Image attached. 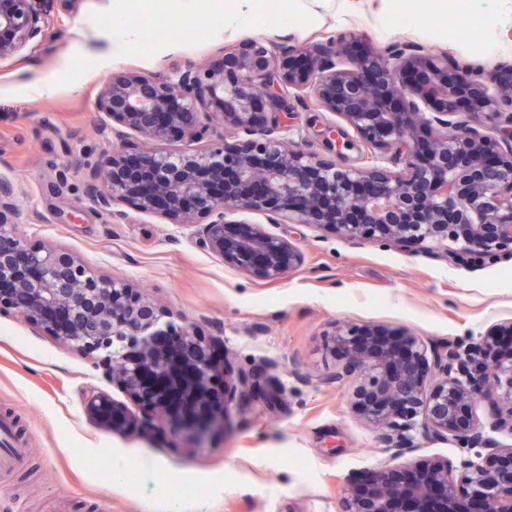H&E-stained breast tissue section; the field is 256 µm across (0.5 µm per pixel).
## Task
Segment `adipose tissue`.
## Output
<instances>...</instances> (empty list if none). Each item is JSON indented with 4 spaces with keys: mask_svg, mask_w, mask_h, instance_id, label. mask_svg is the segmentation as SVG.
<instances>
[{
    "mask_svg": "<svg viewBox=\"0 0 512 512\" xmlns=\"http://www.w3.org/2000/svg\"><path fill=\"white\" fill-rule=\"evenodd\" d=\"M503 0H435V17L439 25H447L451 14L476 18L486 27L491 39L484 46L485 54L491 55L503 49L512 48V15L502 5ZM108 24L111 35L103 48H90L84 51V59L98 56L119 57L140 44L142 30L126 23L120 15H112Z\"/></svg>",
    "mask_w": 512,
    "mask_h": 512,
    "instance_id": "adipose-tissue-1",
    "label": "adipose tissue"
}]
</instances>
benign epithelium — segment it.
I'll return each instance as SVG.
<instances>
[{
  "label": "benign epithelium",
  "instance_id": "benign-epithelium-1",
  "mask_svg": "<svg viewBox=\"0 0 512 512\" xmlns=\"http://www.w3.org/2000/svg\"><path fill=\"white\" fill-rule=\"evenodd\" d=\"M34 2L0 0V61L45 35L49 19ZM227 70L238 74L232 83ZM307 94L342 121L319 131L326 154L280 135L290 100ZM96 108L111 121L112 153L86 170L93 205L115 216L112 207L127 203L188 227L198 247L255 279L281 281L305 254L261 224L230 231L235 212L331 227L354 242L452 243L453 262L512 254V66H463L411 41L384 51L353 38L301 47L248 41L173 77L114 74ZM351 132L364 154L392 152L395 167L339 164L336 138ZM132 135L143 147L129 154ZM170 137L185 147H162ZM15 197L1 177L0 313L85 355L196 446L224 432L213 342L191 326H160L151 299L127 281L92 275L73 252L23 241ZM334 336L344 357L332 380L354 381L351 411L381 432L391 459H406L350 481L342 512H512V446H487L478 414L487 405L491 427L512 434V320L467 345L374 324H337ZM238 382L246 396L282 402L271 377L243 373ZM84 408L108 429L130 422L126 407L96 388L84 392ZM416 426L462 455L422 454L404 435Z\"/></svg>",
  "mask_w": 512,
  "mask_h": 512
}]
</instances>
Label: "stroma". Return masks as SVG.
Instances as JSON below:
<instances>
[{
    "instance_id": "stroma-1",
    "label": "stroma",
    "mask_w": 512,
    "mask_h": 512,
    "mask_svg": "<svg viewBox=\"0 0 512 512\" xmlns=\"http://www.w3.org/2000/svg\"><path fill=\"white\" fill-rule=\"evenodd\" d=\"M162 30L148 46L107 61L71 66L105 32L103 11L144 16L131 0H36L50 27L41 42L0 62V176L17 190L22 240L77 254L96 275L126 279L171 313L220 339L224 373L264 372L285 390L280 405L230 396L227 426L205 447L173 435L149 408L102 379L91 362L10 313L0 314V415L9 414L23 465L0 470V512H340L353 475L390 464L377 430L350 410V384L331 382L342 354L336 323L378 324L423 339L478 340L512 320V258L457 266L437 248L409 250L355 244L331 229L266 224L260 213L236 221L266 224L296 241L304 265L279 282L239 272L194 243L190 229L118 204L96 210L80 166L112 150L110 121L97 112L112 74H171L202 65L246 40L302 45L355 36L378 48L397 40L445 50L481 68L512 64V50L483 59L477 43L451 42L434 24L409 25L376 15L369 0L343 10L342 0H298L286 27L236 30L222 19L224 0H201L211 14L199 37L173 40L183 27L177 0H153ZM39 66L54 85L38 95L28 82ZM314 105L296 104L284 135L291 146L326 153L317 129L334 122ZM126 403L133 426L114 433L83 411L88 387ZM152 459L156 477L142 482L133 465Z\"/></svg>"
}]
</instances>
